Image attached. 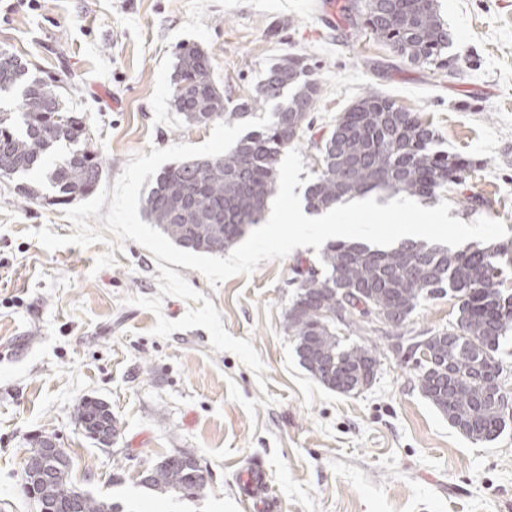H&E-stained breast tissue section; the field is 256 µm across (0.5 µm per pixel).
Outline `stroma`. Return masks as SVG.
Here are the masks:
<instances>
[{
  "mask_svg": "<svg viewBox=\"0 0 512 512\" xmlns=\"http://www.w3.org/2000/svg\"><path fill=\"white\" fill-rule=\"evenodd\" d=\"M347 0H0V50L66 82L113 186L131 156L205 142L210 126L175 112L179 43L197 44L225 97L254 95L265 72L305 55L322 95L297 148L307 172L313 146L366 91L420 114L437 149L476 160L466 182L422 199L448 200L450 217L503 221L512 232V0H437L458 58L449 74L410 63L377 43L344 11ZM29 175L0 178V512H34L23 488L35 436H55L70 479L119 512H245L237 472L262 467L277 512H512V422L476 443L421 394L418 364L376 338L380 370L361 392L330 390L300 363L284 314L297 263L314 248L260 262L248 276L211 287L196 270L176 271L221 313L234 337L251 340L264 365L255 375L232 352L214 350L205 329L152 336L154 315L126 304L158 295L153 254L132 240L115 265L94 270L104 244L44 250L28 230L74 234L64 206L32 199ZM448 298L427 300L407 332L456 320ZM256 401L229 398V384ZM277 403L261 405L263 394ZM106 401L119 422L112 447L87 439L75 418L82 399ZM177 452L211 479L197 496L140 484L144 468Z\"/></svg>",
  "mask_w": 512,
  "mask_h": 512,
  "instance_id": "obj_1",
  "label": "stroma"
}]
</instances>
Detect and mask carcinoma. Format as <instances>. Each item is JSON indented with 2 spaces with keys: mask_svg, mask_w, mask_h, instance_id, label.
<instances>
[{
  "mask_svg": "<svg viewBox=\"0 0 512 512\" xmlns=\"http://www.w3.org/2000/svg\"><path fill=\"white\" fill-rule=\"evenodd\" d=\"M347 10L361 18V29L410 63L453 71L444 51L451 41L436 0H351ZM20 92L19 111L0 113V178L24 176L54 157L46 182L59 203L91 194L100 181L102 160L88 146L85 117L67 112L62 86L37 75L19 56L0 55V96ZM321 85L307 58L290 55L270 67L256 94L228 109L224 90L211 75L207 55L194 44L177 52L173 106L189 124L222 119L242 121L249 111L275 103L266 128L246 133L215 158L173 163L154 179L142 211L179 248L218 254L262 221L277 189L280 152L311 127ZM38 107L29 109L27 103ZM432 125L394 100L370 92L336 120L333 131L314 144L320 167L305 201L312 212L336 207L371 193L432 197L466 181L473 164L434 149ZM512 265V240L487 248L452 251L423 239L389 248L348 240L328 242L315 266L294 268L296 297L285 312V329L296 339L301 364L323 385L350 393L354 379L372 383L380 365L376 345H344L336 323L364 337L382 333L397 347L422 352L418 385L422 394L465 437L495 439L512 416L502 379L508 374L495 358L500 341L512 332V292L501 276ZM456 300V322L427 336L393 335L421 302ZM376 321L382 328L366 329ZM103 415L112 434L117 418L104 402L83 399L78 424L96 443L93 420ZM51 479L38 487L55 512H114V507L74 486L68 463L48 460ZM144 487L186 497L205 483L199 469L172 454L150 468Z\"/></svg>",
  "mask_w": 512,
  "mask_h": 512,
  "instance_id": "carcinoma-1",
  "label": "carcinoma"
}]
</instances>
